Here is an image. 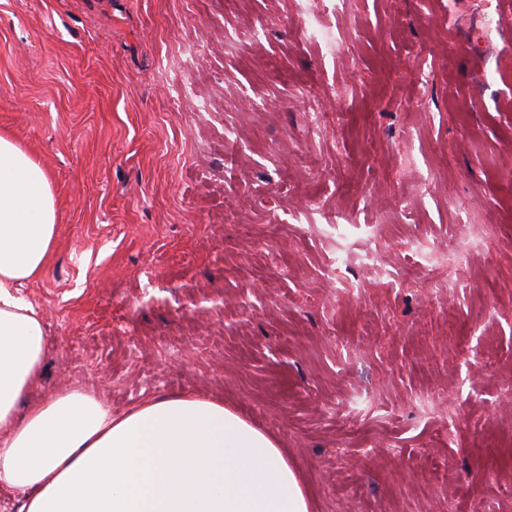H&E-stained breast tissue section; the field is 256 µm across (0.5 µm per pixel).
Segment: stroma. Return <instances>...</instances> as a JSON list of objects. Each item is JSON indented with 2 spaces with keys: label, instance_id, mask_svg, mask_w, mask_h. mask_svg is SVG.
<instances>
[{
  "label": "stroma",
  "instance_id": "1",
  "mask_svg": "<svg viewBox=\"0 0 512 512\" xmlns=\"http://www.w3.org/2000/svg\"><path fill=\"white\" fill-rule=\"evenodd\" d=\"M311 3L343 55L299 0H0V131L59 224L30 399L223 402L310 512H512V0ZM462 234V272L404 250ZM301 35L307 39L315 42H324L333 53H340L343 50V43L339 39L333 38L328 31H326L316 15L311 12H306L304 17L300 18Z\"/></svg>",
  "mask_w": 512,
  "mask_h": 512
}]
</instances>
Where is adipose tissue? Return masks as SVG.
Here are the masks:
<instances>
[{
  "instance_id": "obj_1",
  "label": "adipose tissue",
  "mask_w": 512,
  "mask_h": 512,
  "mask_svg": "<svg viewBox=\"0 0 512 512\" xmlns=\"http://www.w3.org/2000/svg\"><path fill=\"white\" fill-rule=\"evenodd\" d=\"M57 243L45 168L0 134V485L20 512H309L278 442L221 402L156 397L116 415L73 388L29 402L46 341L20 290Z\"/></svg>"
}]
</instances>
